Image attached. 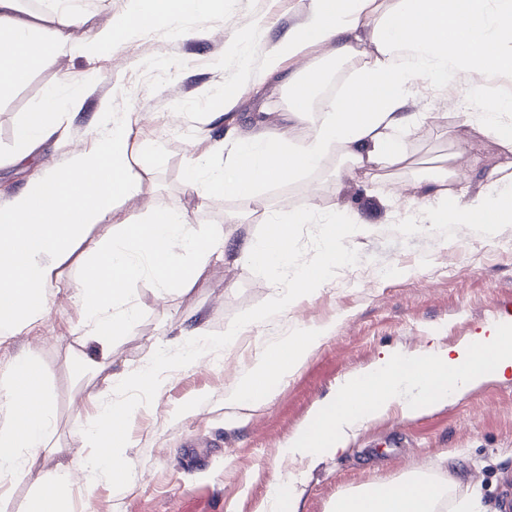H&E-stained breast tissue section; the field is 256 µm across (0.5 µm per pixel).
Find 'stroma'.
I'll return each mask as SVG.
<instances>
[{
  "label": "stroma",
  "mask_w": 512,
  "mask_h": 512,
  "mask_svg": "<svg viewBox=\"0 0 512 512\" xmlns=\"http://www.w3.org/2000/svg\"><path fill=\"white\" fill-rule=\"evenodd\" d=\"M309 0H223L216 12L184 17L135 36L103 58L67 55L55 66L35 71L28 82L0 99V202L21 191L48 166H65L72 146L90 148L106 115L130 123L137 174L135 196L114 213L113 222L136 220L153 209L187 211L196 229L219 224L240 237L260 236L273 213L312 206L357 213L366 234L346 239L347 265L334 269L326 284L288 308L276 302L289 285L270 273L216 259L185 290L159 291L148 278L136 283V327L114 337L105 368L89 371L82 314L73 285L82 249L58 267L48 290L51 307L43 320L0 338V387L13 364L31 355L42 365L55 404V434L34 461L0 487V512H27L33 497L63 467L89 452L87 430L100 400L127 401L133 412L117 456L131 475L86 481L74 472L66 493L68 512H272L269 483L275 473H293L299 482V512H329L338 494L390 482L407 471L441 473L442 459L454 456L457 485L452 497L479 491L485 512H501L512 481V380H496L459 404L410 420L392 410L370 422L341 454L316 466L292 461L289 438L311 419L316 405L336 390L344 376L359 372L383 351L454 347L486 324L512 317V223L411 225L421 200L419 180L441 159L456 152L448 128L463 120L455 87L430 90L418 83L405 106L427 113L408 138L405 160L382 170L378 181L349 177L340 157L300 179L264 186L255 201L234 196L204 199L184 181L191 160L207 157L211 140L225 123L252 130L251 117L266 112L267 129L281 124L280 107L267 106L257 87L243 88L246 73L262 76L265 59L289 31L302 26ZM264 31L248 54L238 43L254 22ZM84 84L80 110L61 115L65 140L47 139L19 157L16 126L43 103L47 91L65 94L70 82ZM242 93L221 113L227 86ZM178 137H168V128ZM469 178L459 189L474 196L488 188L487 174L504 157L492 138L471 129L462 146ZM261 315L259 326L243 327ZM201 321L202 335H181ZM310 325L329 326L322 344L260 408L230 402L257 363L267 341L299 334ZM238 329L230 344L225 331ZM203 345L212 360L182 364L187 345ZM170 365L159 387L124 386L158 351ZM195 445L198 463L180 462L178 452Z\"/></svg>",
  "instance_id": "1"
}]
</instances>
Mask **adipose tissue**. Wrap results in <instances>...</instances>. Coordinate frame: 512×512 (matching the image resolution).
<instances>
[{
    "mask_svg": "<svg viewBox=\"0 0 512 512\" xmlns=\"http://www.w3.org/2000/svg\"><path fill=\"white\" fill-rule=\"evenodd\" d=\"M19 0H0V98L24 85L35 70L55 65L65 49L86 55L129 42L136 34L184 16L209 12L220 0H132L129 15L109 27L75 37L87 23L85 15L60 6L51 13L54 29L42 34L22 19ZM375 43L338 98L328 101L319 120L307 113L319 92L324 71L309 67L302 76L288 75L289 103L281 126L272 133L235 136L226 130L212 141V155L191 162L187 185L199 195H226L246 200L260 186L293 180L320 169L335 153H343L350 169L362 175L401 162L405 138L426 119L401 113L412 86L419 81L440 88L454 83L467 107L503 153L512 154V96L499 95L512 86V0H399L382 10L379 0H310L308 21L279 46L271 69L301 56H353L362 36ZM80 86L67 96L49 92L42 107L28 113L16 129L21 154L49 132L56 114L76 107ZM130 134L126 123L113 122L99 131L95 147L72 148L65 168L47 167L10 201L0 203V335H14L22 325L42 319L50 308L47 289L57 278L59 262L85 240L92 224L111 220L117 203L131 199L137 177L128 160ZM459 164L432 169L422 197L430 224H480L492 218L512 223V173L495 169L491 186L465 197L451 182H463ZM327 224L329 233L315 261L295 259L281 251L276 239L292 240L294 227L312 219ZM279 238L265 235L240 239L213 225L197 230L187 212L159 210L147 218L123 222L110 238L87 251L74 294L83 315V334L101 350L113 337L135 328L138 312L131 288L151 276L162 288L185 289L195 283L213 256L237 261L289 277L296 286L279 295L281 308L321 286L328 273L348 260L343 241L349 232L344 219L314 210L276 215ZM325 335L319 327L299 336L268 343L264 355L233 394L235 403L269 404L280 383L291 377ZM512 374V319L499 320L457 347L393 349L356 375L343 377L335 398L319 405L315 420L295 433L285 450L288 458L316 461L345 452L359 432L387 411L399 410L414 419L457 403L484 382ZM30 385L40 394L28 405L19 388ZM44 373L35 357L18 359L0 400L10 406V419L0 426V472L19 470L22 451L47 447L55 408L43 391ZM90 402L98 401L89 394ZM92 438L109 435L107 447L95 448L77 462L85 479L117 470L116 450L125 441L131 415L128 403H99ZM455 478L435 479L412 472L404 479L362 487L337 496L331 512H438Z\"/></svg>",
    "mask_w": 512,
    "mask_h": 512,
    "instance_id": "obj_1",
    "label": "adipose tissue"
}]
</instances>
